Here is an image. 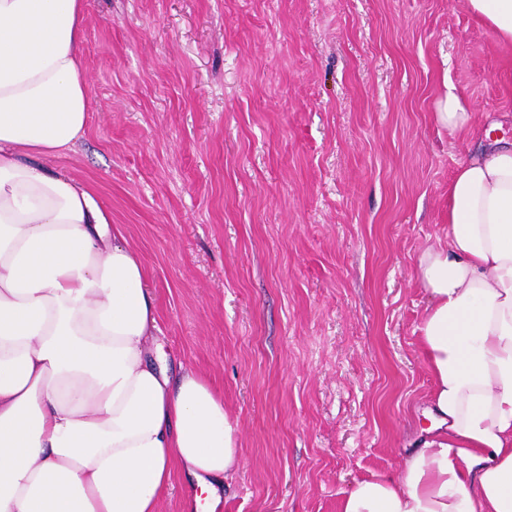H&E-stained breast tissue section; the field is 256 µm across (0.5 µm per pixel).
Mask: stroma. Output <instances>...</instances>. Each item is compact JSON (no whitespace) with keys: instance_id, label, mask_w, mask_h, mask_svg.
Here are the masks:
<instances>
[{"instance_id":"35a3bbf8","label":"stroma","mask_w":512,"mask_h":512,"mask_svg":"<svg viewBox=\"0 0 512 512\" xmlns=\"http://www.w3.org/2000/svg\"><path fill=\"white\" fill-rule=\"evenodd\" d=\"M83 57L87 133L45 163L123 226L170 371L224 399L216 512H339L434 385L415 264L469 149L435 105L512 141V51L466 0H85ZM434 116L440 126L467 140L478 139V145L482 139H491V132L501 128V123L497 121L490 122L489 126L478 125L470 106L452 89H448V92L438 100Z\"/></svg>"}]
</instances>
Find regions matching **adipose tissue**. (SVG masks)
Returning <instances> with one entry per match:
<instances>
[{
	"label": "adipose tissue",
	"instance_id": "obj_1",
	"mask_svg": "<svg viewBox=\"0 0 512 512\" xmlns=\"http://www.w3.org/2000/svg\"><path fill=\"white\" fill-rule=\"evenodd\" d=\"M467 6L512 49V0ZM84 19V0H0V512H158L177 469L212 512L241 460L224 399L196 371L170 377L139 255L44 164L88 125ZM435 120L482 145L417 257L430 425L341 512H512V141L451 91Z\"/></svg>",
	"mask_w": 512,
	"mask_h": 512
}]
</instances>
